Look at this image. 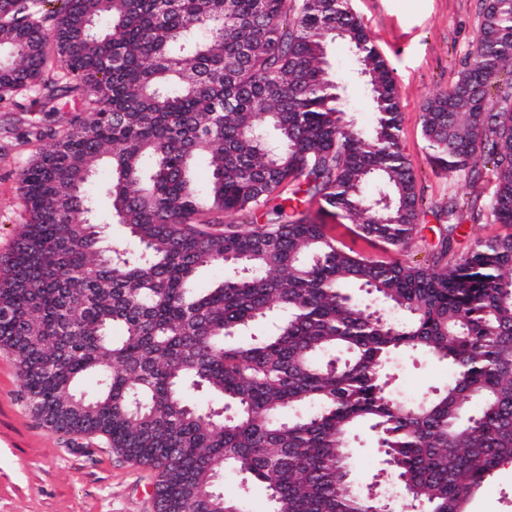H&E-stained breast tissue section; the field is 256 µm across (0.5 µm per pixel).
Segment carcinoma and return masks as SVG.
I'll return each instance as SVG.
<instances>
[{
	"mask_svg": "<svg viewBox=\"0 0 512 512\" xmlns=\"http://www.w3.org/2000/svg\"><path fill=\"white\" fill-rule=\"evenodd\" d=\"M60 2L49 35L29 0H0V91L42 80L51 53L86 112L22 168L31 222L0 279V348L32 413L155 469L164 512H244L182 495L188 481L217 492L224 471L263 485L266 512H369L391 483L417 512H467L512 464V233L476 236L443 266L387 257L417 237L422 199L391 71L346 0ZM337 39L376 107L367 133L343 121L325 67ZM475 56L426 105L422 132L439 168L490 167L491 214L512 227V0H486ZM104 164L135 250L105 249L101 225L78 219ZM285 193L352 218L379 254L277 202ZM267 206V223L245 224ZM462 219L448 209L440 256ZM207 268L224 277L196 287ZM352 283L396 318L346 294ZM406 350L446 365L448 383L398 400L388 369ZM199 389L233 413L191 404ZM362 424L384 459L358 489L349 435Z\"/></svg>",
	"mask_w": 512,
	"mask_h": 512,
	"instance_id": "1",
	"label": "carcinoma"
}]
</instances>
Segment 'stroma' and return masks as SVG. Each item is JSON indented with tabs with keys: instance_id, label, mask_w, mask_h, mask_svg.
<instances>
[{
	"instance_id": "obj_1",
	"label": "stroma",
	"mask_w": 512,
	"mask_h": 512,
	"mask_svg": "<svg viewBox=\"0 0 512 512\" xmlns=\"http://www.w3.org/2000/svg\"><path fill=\"white\" fill-rule=\"evenodd\" d=\"M352 13L368 31L394 78L400 112L402 151L418 175L422 197L421 231L403 260L431 265L441 223L435 213L455 197L469 201L475 219L457 229L449 260L468 252L474 233L504 234L489 209L493 179L482 170L478 182L466 173L446 172L433 161L422 134L427 102L448 92L476 49L484 0H348ZM328 57L337 82L346 88L350 126L369 131L375 121L373 101L358 78L349 46L330 44ZM42 87L20 90L0 99V260L9 254L24 224L29 223L19 173L31 159L65 134L73 117L65 96L63 70L49 59ZM332 237L353 250L371 255L374 247L351 231L342 217L320 199L304 197L299 205ZM394 391L413 400L448 381L446 365L422 356L406 357L393 368ZM352 478L370 484L381 467L382 453L368 428L355 431L351 445ZM154 469L130 461L99 437L54 433L33 415L20 393L14 356L0 348V512H156ZM468 512H512V467L494 472L474 494Z\"/></svg>"
}]
</instances>
